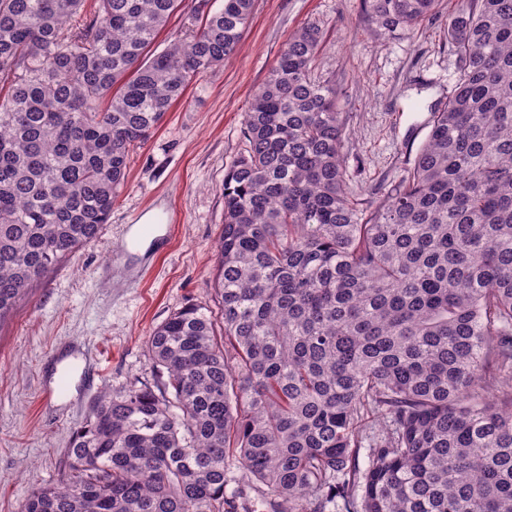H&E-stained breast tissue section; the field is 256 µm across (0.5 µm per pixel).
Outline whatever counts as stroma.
<instances>
[{"instance_id":"obj_1","label":"stroma","mask_w":512,"mask_h":512,"mask_svg":"<svg viewBox=\"0 0 512 512\" xmlns=\"http://www.w3.org/2000/svg\"><path fill=\"white\" fill-rule=\"evenodd\" d=\"M457 0L413 28L385 33L363 0H255L236 51L188 87L133 155L108 224L33 284L0 322V512L57 482L72 434L100 393L152 380L148 339L188 304L214 306L215 245L224 224V173L243 148L242 119L281 47L298 29L323 32L313 67L349 113L350 184L383 193L411 166L429 132L431 104L455 79L448 18ZM162 212L173 227L133 240ZM69 387L44 397L59 359Z\"/></svg>"}]
</instances>
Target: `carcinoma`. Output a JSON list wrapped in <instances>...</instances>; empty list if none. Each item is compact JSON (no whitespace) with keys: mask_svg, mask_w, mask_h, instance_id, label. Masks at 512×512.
<instances>
[{"mask_svg":"<svg viewBox=\"0 0 512 512\" xmlns=\"http://www.w3.org/2000/svg\"><path fill=\"white\" fill-rule=\"evenodd\" d=\"M0 0V320L108 223L131 156L236 49L254 0ZM440 0H364L383 30ZM278 52L224 175L219 313L157 326L21 512H512V0H460L456 80L413 165L353 195L350 115ZM368 449L367 467L359 465ZM193 1V2H192ZM195 0H185L182 2L178 11L174 13L171 17L168 25L165 30L161 33L157 42L155 43L153 50L159 52L166 48L168 41L171 39L170 36L174 37L177 33L180 34L184 32L187 27H191L192 18H191V6L194 4Z\"/></svg>","mask_w":512,"mask_h":512,"instance_id":"carcinoma-1","label":"carcinoma"}]
</instances>
